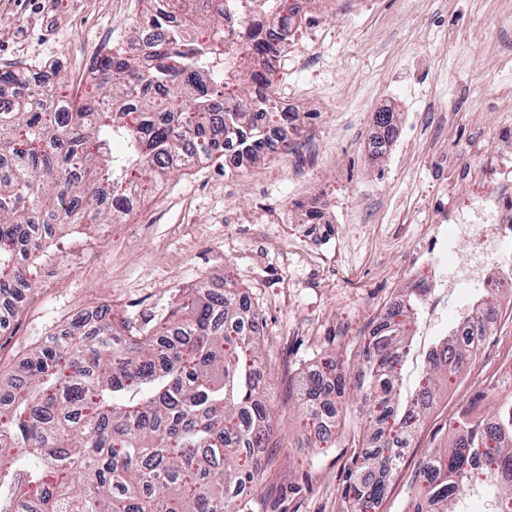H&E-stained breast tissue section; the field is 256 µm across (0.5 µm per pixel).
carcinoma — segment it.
Returning <instances> with one entry per match:
<instances>
[{"label": "carcinoma", "instance_id": "1", "mask_svg": "<svg viewBox=\"0 0 512 512\" xmlns=\"http://www.w3.org/2000/svg\"><path fill=\"white\" fill-rule=\"evenodd\" d=\"M270 14L277 43L229 23L242 8ZM160 37L98 59L96 91L69 100L60 69L0 71V293L13 277L32 287L43 235L54 224H103L128 214L143 191L202 157L224 154V135L256 162L298 134V116L273 95L239 87L273 84L261 67L297 31L288 0H157L142 20ZM391 310L362 343L353 374L377 443L346 477L350 512H374L395 449L423 424L435 381L475 356L457 329L439 337L417 383L402 390L415 308ZM249 308L215 276L163 322L127 327L117 340L109 309L48 338L17 374L0 376V512H252L272 419L257 376ZM336 356L308 378L304 416L333 419L344 392ZM495 427L453 418L455 437L421 470L406 512H460L462 488L487 512H512V397L497 400Z\"/></svg>", "mask_w": 512, "mask_h": 512}]
</instances>
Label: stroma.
Instances as JSON below:
<instances>
[{"mask_svg":"<svg viewBox=\"0 0 512 512\" xmlns=\"http://www.w3.org/2000/svg\"><path fill=\"white\" fill-rule=\"evenodd\" d=\"M147 0H0V69L29 76L59 66L73 97L90 85L100 54L128 47ZM512 0H309L295 39L276 63L272 91L305 118L315 151L290 146L239 168L223 162L176 172L116 224L58 232L36 264L34 283L9 329L0 330V371L66 332L83 311L110 308L139 324L166 319L203 280L222 274L246 296L261 327L274 434L254 512H348L345 476L359 450L364 415L352 392L336 399L341 441L314 447L298 388L324 356L354 355L374 321L415 275L409 253L444 223L448 272L422 340L444 335L482 294L467 279L471 248L453 222L486 177L512 184ZM397 113L390 151L370 153L373 116ZM512 303L454 386H440L411 443L401 448L377 512H405L418 472L449 441L448 421L469 407L493 413L512 396Z\"/></svg>","mask_w":512,"mask_h":512,"instance_id":"stroma-1","label":"stroma"}]
</instances>
